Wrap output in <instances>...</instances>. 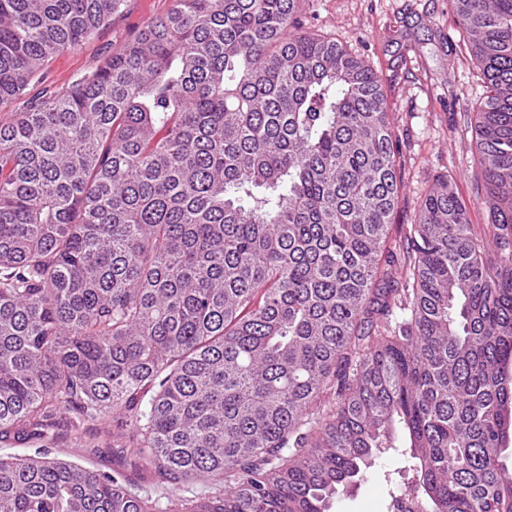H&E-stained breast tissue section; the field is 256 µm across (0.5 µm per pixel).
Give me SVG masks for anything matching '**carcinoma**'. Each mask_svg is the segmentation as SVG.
Returning a JSON list of instances; mask_svg holds the SVG:
<instances>
[{
  "mask_svg": "<svg viewBox=\"0 0 512 512\" xmlns=\"http://www.w3.org/2000/svg\"><path fill=\"white\" fill-rule=\"evenodd\" d=\"M127 0H0V103ZM305 0H173L0 124V512H330L409 444L423 512H512V0H455L492 237L439 177L400 243L381 77ZM187 490L171 508L142 496ZM46 445L52 449L55 456L68 461L77 463L83 466H94L104 468L106 470H112V450L103 449L102 453H95L93 448H86V444L83 447L71 446V445H59L56 446L51 442H42L31 446L27 441H18L11 437L10 439L0 440V456H14V455H33L36 446Z\"/></svg>",
  "mask_w": 512,
  "mask_h": 512,
  "instance_id": "cac0c4a2",
  "label": "carcinoma"
}]
</instances>
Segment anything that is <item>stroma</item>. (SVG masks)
Returning a JSON list of instances; mask_svg holds the SVG:
<instances>
[{
  "mask_svg": "<svg viewBox=\"0 0 512 512\" xmlns=\"http://www.w3.org/2000/svg\"><path fill=\"white\" fill-rule=\"evenodd\" d=\"M172 0H128L126 11L78 49L53 57L35 84L58 93L118 52ZM303 28L336 38L382 77L401 152L403 189L390 240H399L437 176H448L469 207L477 231L487 212L477 192L479 157L472 144L471 105L485 93L468 33L455 21L453 0H306ZM404 449L373 460L366 479L336 496L330 512H386L411 476Z\"/></svg>",
  "mask_w": 512,
  "mask_h": 512,
  "instance_id": "1",
  "label": "stroma"
}]
</instances>
